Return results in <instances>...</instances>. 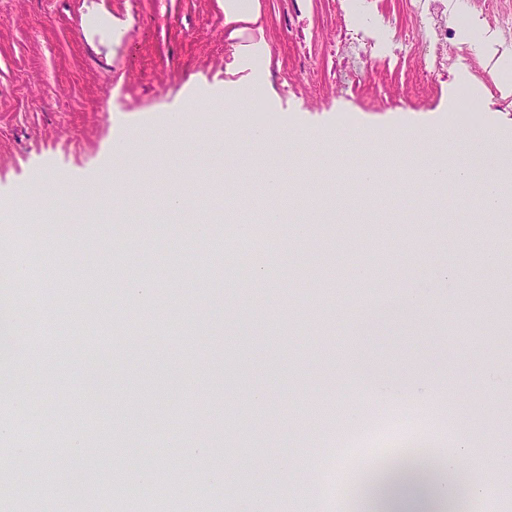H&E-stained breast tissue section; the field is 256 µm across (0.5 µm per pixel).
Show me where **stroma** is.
<instances>
[{"mask_svg":"<svg viewBox=\"0 0 512 512\" xmlns=\"http://www.w3.org/2000/svg\"><path fill=\"white\" fill-rule=\"evenodd\" d=\"M266 52H236L224 0H0V211L20 191L64 178L91 188L129 184L139 198L125 222L112 199L94 208L47 213L51 235L0 239V300H14L21 330L0 361V398L25 375L30 398L70 404L81 460L97 474L87 512H239L262 492L270 512H324L314 486L336 449L368 430L371 415L422 419L420 434L396 452L428 457L455 451L463 422L489 457L512 445V237L487 214L474 186L486 173L512 177V69L487 63L512 54V0H443L448 64L434 65L429 34L407 0H257ZM473 109L463 112L462 98ZM486 133L473 187L429 193L425 171L389 165L369 220L354 223L339 201L357 172L413 136L435 163L434 147L460 140L472 123ZM268 141L248 145L249 130ZM357 151L337 156L348 131ZM294 134L291 150L278 135ZM136 152L164 151L168 171L131 169L112 152L116 138ZM275 165L283 181L275 227L262 261L266 279L224 267V213L234 196L264 202L240 167ZM419 184L408 193L409 184ZM203 205L207 230L149 214L169 191ZM309 224L301 239L292 220ZM131 253L151 281L129 296L118 255ZM499 253L500 264L489 262ZM24 258L32 280L61 299L30 309L9 270ZM456 262L455 278L441 275ZM401 288L424 298L406 320L369 335L351 326L366 306ZM107 292L110 322L87 329L84 290ZM72 333L73 371L46 376L29 339ZM138 355H130L129 343ZM109 362L105 396L87 397V366ZM29 419L0 429V449L42 458V477L18 473L0 485V506L41 491L44 512H75L55 456L23 441ZM205 448L184 498L168 484L162 508L138 495L112 498L122 477L174 460V442ZM223 478L224 495L207 489Z\"/></svg>","mask_w":512,"mask_h":512,"instance_id":"1","label":"stroma"}]
</instances>
